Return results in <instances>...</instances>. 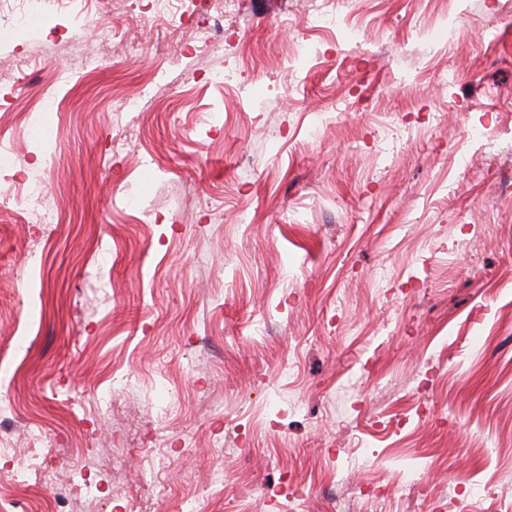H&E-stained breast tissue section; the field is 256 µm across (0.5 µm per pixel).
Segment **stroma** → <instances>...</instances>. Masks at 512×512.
I'll list each match as a JSON object with an SVG mask.
<instances>
[{"instance_id": "1", "label": "stroma", "mask_w": 512, "mask_h": 512, "mask_svg": "<svg viewBox=\"0 0 512 512\" xmlns=\"http://www.w3.org/2000/svg\"><path fill=\"white\" fill-rule=\"evenodd\" d=\"M147 2L0 24V138L60 217L0 223V342L42 314L0 363V436L108 473L99 512H499L512 0L451 30L446 0H326L333 29L316 0H183L175 32ZM200 28L218 53L188 51ZM227 67L245 88L207 85ZM47 95L48 144L25 121ZM52 496L0 458V501Z\"/></svg>"}]
</instances>
